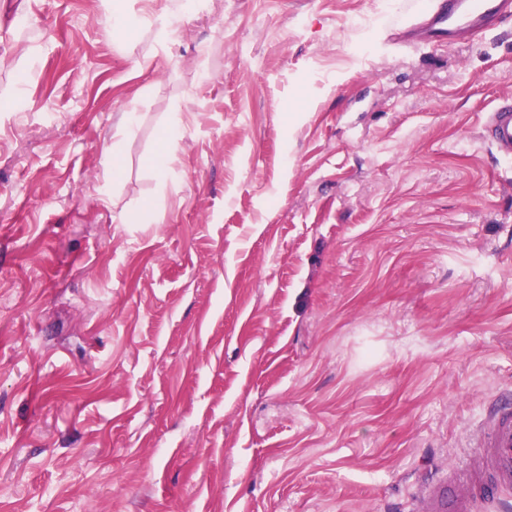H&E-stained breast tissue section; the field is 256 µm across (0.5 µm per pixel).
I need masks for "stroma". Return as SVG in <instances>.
<instances>
[{"label": "stroma", "mask_w": 512, "mask_h": 512, "mask_svg": "<svg viewBox=\"0 0 512 512\" xmlns=\"http://www.w3.org/2000/svg\"><path fill=\"white\" fill-rule=\"evenodd\" d=\"M410 6L123 0L119 45L101 0H0V512H413L474 464L512 23L410 47ZM488 137L500 152L512 155V101L497 107L485 124ZM179 138V125L175 122L166 128L163 145L149 159L151 168L158 176L163 177L168 171Z\"/></svg>", "instance_id": "obj_1"}]
</instances>
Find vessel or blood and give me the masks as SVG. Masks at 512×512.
I'll return each mask as SVG.
<instances>
[{"instance_id": "vessel-or-blood-1", "label": "vessel or blood", "mask_w": 512, "mask_h": 512, "mask_svg": "<svg viewBox=\"0 0 512 512\" xmlns=\"http://www.w3.org/2000/svg\"><path fill=\"white\" fill-rule=\"evenodd\" d=\"M512 18V0H423L411 23L395 25L394 38L413 36L415 44L451 38L475 40ZM485 127L493 146L512 155V102L497 107ZM472 440L482 450L478 468L440 481L419 499L415 512H470L476 497L495 498L512 489V395H501Z\"/></svg>"}]
</instances>
